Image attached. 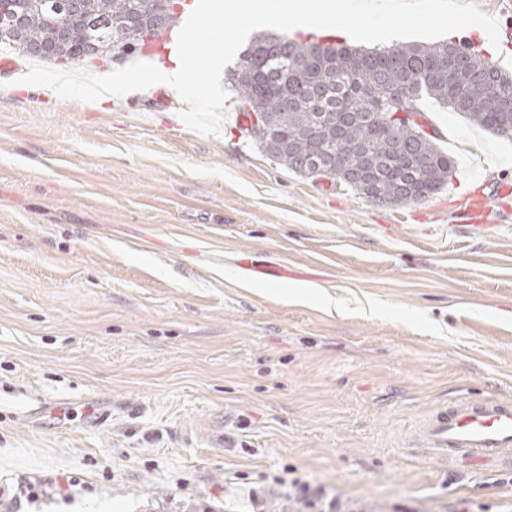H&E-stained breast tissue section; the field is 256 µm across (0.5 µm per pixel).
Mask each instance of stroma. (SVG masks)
I'll return each mask as SVG.
<instances>
[{
	"label": "stroma",
	"instance_id": "35a3bbf8",
	"mask_svg": "<svg viewBox=\"0 0 512 512\" xmlns=\"http://www.w3.org/2000/svg\"><path fill=\"white\" fill-rule=\"evenodd\" d=\"M188 107L0 73V512H241L230 478L286 466L362 512H512L511 463L412 446L512 397V199L491 235L458 217L512 138L425 103L454 171L378 204L277 164L235 93L217 137Z\"/></svg>",
	"mask_w": 512,
	"mask_h": 512
}]
</instances>
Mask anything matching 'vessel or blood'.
I'll list each match as a JSON object with an SVG mask.
<instances>
[{"mask_svg": "<svg viewBox=\"0 0 512 512\" xmlns=\"http://www.w3.org/2000/svg\"><path fill=\"white\" fill-rule=\"evenodd\" d=\"M476 206L465 208L463 219L480 233L491 225L493 209L512 196V182L484 178ZM414 447L443 459L512 456V399L460 397L435 406L421 423Z\"/></svg>", "mask_w": 512, "mask_h": 512, "instance_id": "obj_1", "label": "vessel or blood"}]
</instances>
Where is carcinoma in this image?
Returning a JSON list of instances; mask_svg holds the SVG:
<instances>
[{
    "label": "carcinoma",
    "instance_id": "obj_1",
    "mask_svg": "<svg viewBox=\"0 0 512 512\" xmlns=\"http://www.w3.org/2000/svg\"><path fill=\"white\" fill-rule=\"evenodd\" d=\"M176 0H0V10L19 24L0 23V43L25 57L78 61L98 54L122 58L159 37L155 27L174 24ZM64 17L68 35L53 40L49 20ZM49 55L36 51L39 44ZM448 46L395 44L383 50L341 46L323 59L309 57V43L285 35H261L240 54L230 70V85L247 111L261 118L251 134L265 153L288 171L326 176L359 194L379 193L390 204L407 205L436 193L454 169L435 135L419 122L422 104L461 112L471 124L500 134L498 107L512 94L486 78L469 77L448 62ZM457 48L474 65L499 69L479 52ZM405 90L403 109L393 96ZM409 119L391 123L384 135L381 119L395 112ZM342 151L348 172L336 176L310 166L313 160Z\"/></svg>",
    "mask_w": 512,
    "mask_h": 512
}]
</instances>
